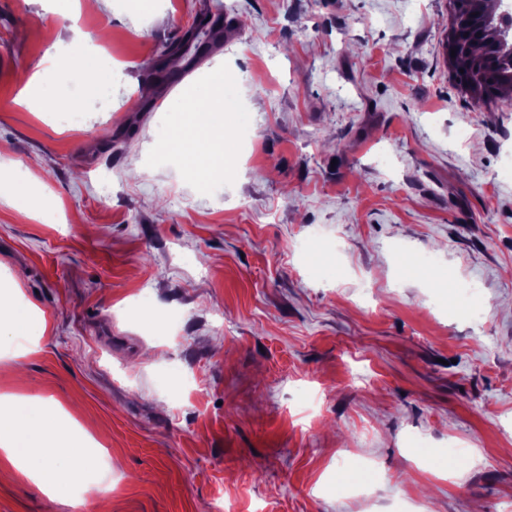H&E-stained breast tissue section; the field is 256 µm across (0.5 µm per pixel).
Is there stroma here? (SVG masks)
Segmentation results:
<instances>
[{"instance_id": "obj_1", "label": "stroma", "mask_w": 512, "mask_h": 512, "mask_svg": "<svg viewBox=\"0 0 512 512\" xmlns=\"http://www.w3.org/2000/svg\"><path fill=\"white\" fill-rule=\"evenodd\" d=\"M227 26L167 64L203 4ZM451 0H0V289L41 310L0 341V395H40L87 454L80 490L0 482V512H512V96L445 55ZM89 35L107 87L26 85ZM252 154L203 184L156 144L224 72ZM140 95L144 111L132 100ZM344 251L310 270L301 245ZM434 256L437 278L405 259ZM477 286L483 317H460ZM463 453L461 466L436 461ZM5 196L13 207L22 214L32 215L40 207L36 205L35 196L27 179H4L0 177V197Z\"/></svg>"}]
</instances>
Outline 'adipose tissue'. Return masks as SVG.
Wrapping results in <instances>:
<instances>
[{
  "mask_svg": "<svg viewBox=\"0 0 512 512\" xmlns=\"http://www.w3.org/2000/svg\"><path fill=\"white\" fill-rule=\"evenodd\" d=\"M80 68L91 79L110 73V64L91 49L87 38L72 40L65 50L48 56L41 71L26 86L27 97L36 106L53 112L72 111L75 98L57 96L54 77L66 67ZM197 106L177 108L168 125L175 135L178 162L190 178L231 170L236 154L224 136V84L199 85ZM46 320L39 310L0 301V335L39 337ZM62 414L49 399L34 396L17 401L0 396V452L14 470L48 493L79 483L84 476L81 452L59 427Z\"/></svg>",
  "mask_w": 512,
  "mask_h": 512,
  "instance_id": "1",
  "label": "adipose tissue"
}]
</instances>
